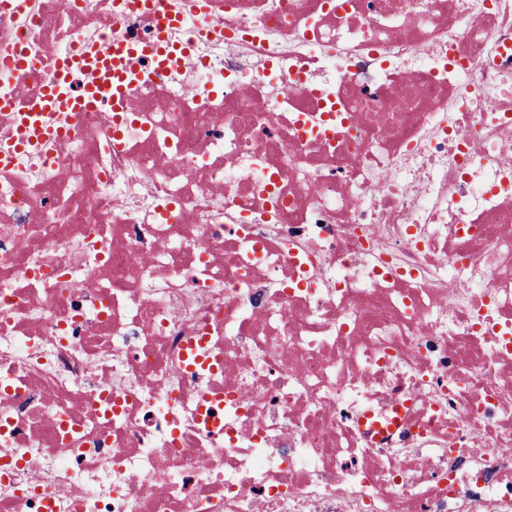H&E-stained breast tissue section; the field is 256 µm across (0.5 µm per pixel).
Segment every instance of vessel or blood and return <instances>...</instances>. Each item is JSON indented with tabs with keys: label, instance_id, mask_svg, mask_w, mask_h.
I'll use <instances>...</instances> for the list:
<instances>
[{
	"label": "vessel or blood",
	"instance_id": "1",
	"mask_svg": "<svg viewBox=\"0 0 512 512\" xmlns=\"http://www.w3.org/2000/svg\"><path fill=\"white\" fill-rule=\"evenodd\" d=\"M136 58H150L159 66L189 60L187 49L170 44L164 34L148 42L131 43L102 49L98 44H82L74 53L59 57L54 80L44 92V107L50 112H92L103 99L120 106L127 92L125 71ZM82 74L84 88L73 94V74Z\"/></svg>",
	"mask_w": 512,
	"mask_h": 512
}]
</instances>
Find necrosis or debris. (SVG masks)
<instances>
[{"label": "necrosis or debris", "instance_id": "necrosis-or-debris-1", "mask_svg": "<svg viewBox=\"0 0 512 512\" xmlns=\"http://www.w3.org/2000/svg\"><path fill=\"white\" fill-rule=\"evenodd\" d=\"M161 13L193 62L43 113ZM19 49L0 512H512V0H0Z\"/></svg>", "mask_w": 512, "mask_h": 512}]
</instances>
